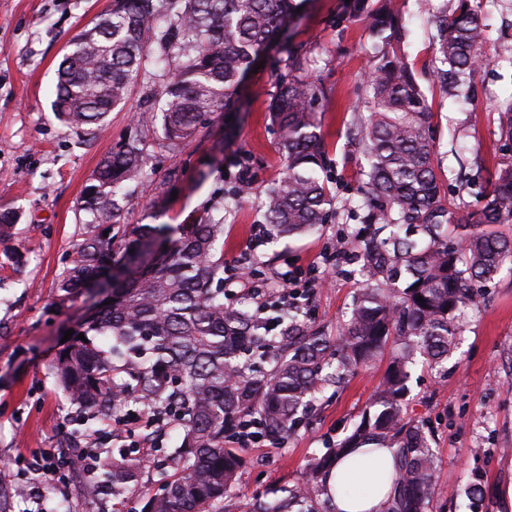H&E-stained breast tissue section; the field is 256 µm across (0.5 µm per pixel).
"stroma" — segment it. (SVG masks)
<instances>
[{"mask_svg": "<svg viewBox=\"0 0 512 512\" xmlns=\"http://www.w3.org/2000/svg\"><path fill=\"white\" fill-rule=\"evenodd\" d=\"M408 36L403 44L416 80L432 107L431 128L440 183L451 207H477L486 181L512 159L499 139L497 101L512 96V59L490 56L476 74L473 101L458 102L433 81L436 29L417 0H397ZM487 24L488 46L512 44V0H474ZM111 0H0V205L17 211L11 239L0 240V484L25 486L9 512H142L160 484L159 469L181 439L148 425L146 418L103 428L106 448H127L150 437L143 473L123 500L89 477H50L41 448L80 447L83 412L59 388L51 364L67 330L87 305L85 294L64 295L57 286L83 236L90 214L81 208L89 177L113 147L142 140L148 177L130 197L124 224H192L206 213L224 218V274L253 266L262 298L233 289L230 302L256 308L278 298L270 277L279 271H312L325 287L299 301L314 325L335 335L362 281L352 257L336 258V240L359 227L362 164L352 138L369 98L362 84L375 40L346 0H303L290 27V42L303 47L311 74L329 90L318 119L336 180V213L313 235L274 239L261 208L262 191L282 171L277 133L269 113L276 81L285 70L280 46L248 73L230 117L207 122L179 152L158 144L140 125L137 111L159 102L162 81L146 63L124 108L114 110L104 133L89 136L62 123L51 108V89L70 39L109 9ZM243 179L253 194L234 204L221 189ZM21 253L23 267L10 260ZM385 362L359 370L327 388L287 442L242 446L247 460L233 489L240 507L266 490L300 482L309 456L343 437L379 385ZM408 414L435 435L438 489L432 512H467L463 490L473 478L491 488L512 484V273L486 282L469 309L460 345L445 370L416 366Z\"/></svg>", "mask_w": 512, "mask_h": 512, "instance_id": "stroma-1", "label": "stroma"}]
</instances>
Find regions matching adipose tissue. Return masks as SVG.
Listing matches in <instances>:
<instances>
[{
    "label": "adipose tissue",
    "mask_w": 512,
    "mask_h": 512,
    "mask_svg": "<svg viewBox=\"0 0 512 512\" xmlns=\"http://www.w3.org/2000/svg\"><path fill=\"white\" fill-rule=\"evenodd\" d=\"M394 475V451L360 448L339 460L328 485L334 512H381Z\"/></svg>",
    "instance_id": "adipose-tissue-1"
}]
</instances>
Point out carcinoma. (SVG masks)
<instances>
[{
	"instance_id": "obj_1",
	"label": "carcinoma",
	"mask_w": 512,
	"mask_h": 512,
	"mask_svg": "<svg viewBox=\"0 0 512 512\" xmlns=\"http://www.w3.org/2000/svg\"><path fill=\"white\" fill-rule=\"evenodd\" d=\"M438 16L435 78L443 91L470 101L486 63V25L471 0ZM112 0L109 11L70 41L57 69L54 109L67 126L103 132L125 105L128 86L148 57L166 67L165 100L138 122L160 123L163 147L176 152L206 118L228 109L256 59L296 15L294 0ZM378 39L365 80L372 107L354 138L367 160L361 222L388 235L360 244L363 287L341 332L327 336L296 309L279 312L278 336L258 313L224 303V222L152 228L120 223L129 189L147 175L135 142L105 157L89 178L82 209L94 217L58 281L78 293L142 252L162 234H179L137 277L114 284L76 326L52 363L71 403L90 420L147 413L179 423L183 436L170 472L144 512H236L231 491L246 460L225 439L243 417L258 420L271 441L288 437L316 395L392 350L382 380L358 423L321 455L307 459L304 479L258 496L248 512H334L324 479L336 460L361 444L395 449L392 490L382 512H430L437 476L424 424L405 417L416 358L441 367L456 346L480 284L512 271V161L495 170L481 205L455 211L441 196L430 135L431 107L396 45L406 38L394 0H354ZM302 50L287 47L288 79L270 105L283 164L263 192L266 223L279 236L305 235L328 222L335 194L316 104L320 77L304 74ZM500 139L512 145V97L495 106ZM424 301H417V297ZM84 339H79V335ZM104 481L121 498L138 484L140 459L125 449L105 455ZM469 512H486V487L470 482Z\"/></svg>"
}]
</instances>
